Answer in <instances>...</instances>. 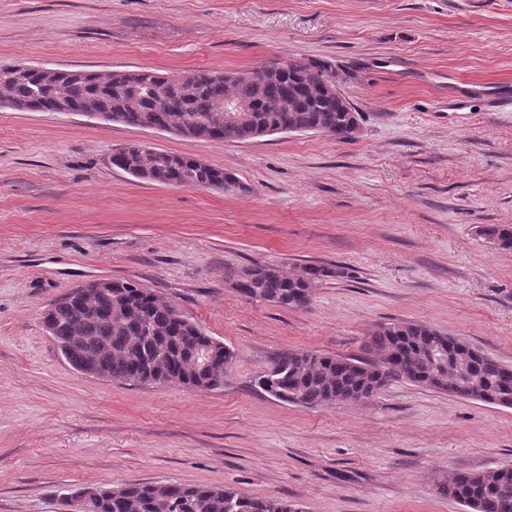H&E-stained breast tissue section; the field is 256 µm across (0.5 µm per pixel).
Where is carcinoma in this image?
Masks as SVG:
<instances>
[{
  "label": "carcinoma",
  "mask_w": 512,
  "mask_h": 512,
  "mask_svg": "<svg viewBox=\"0 0 512 512\" xmlns=\"http://www.w3.org/2000/svg\"><path fill=\"white\" fill-rule=\"evenodd\" d=\"M329 65L327 60L312 59L303 76L276 73L261 81L226 79L222 72L198 69L186 73L178 90L168 85L170 74L154 70H130L126 84L113 73L78 70L42 92L44 74L0 64V87L14 102L47 112L64 101L76 110L110 112L114 122L174 129L185 138L242 142L291 129L353 140V105L345 95L329 93L322 83ZM228 99L247 103L252 111L239 112L235 119L218 118L216 104ZM113 166L134 178L168 185L226 190L236 185L231 173L217 167L204 170L186 155L130 151ZM479 234L499 249L512 250L511 225L483 224ZM327 274L318 267L287 274L277 266L256 263L228 272L227 281L244 296L299 307ZM49 318L58 348L69 342L77 321L92 353L85 368L126 382L161 383L166 375L180 374L190 389L214 390L224 383L220 367L234 357L226 346L210 372L195 371L188 364L187 337L205 343L210 336L129 282L120 283L110 295L95 292L80 301L70 297L53 306ZM369 350L372 360L291 351L258 379V385L281 403L328 407L368 399L397 376L459 398L512 406V367L430 326L382 323L371 334ZM439 492L467 512H512V468L453 474L440 484ZM88 512H304V507L288 499L245 497L229 485L131 483L113 492L97 488Z\"/></svg>",
  "instance_id": "obj_1"
}]
</instances>
